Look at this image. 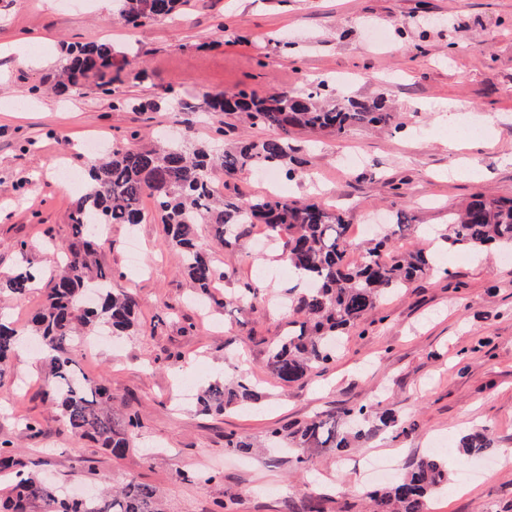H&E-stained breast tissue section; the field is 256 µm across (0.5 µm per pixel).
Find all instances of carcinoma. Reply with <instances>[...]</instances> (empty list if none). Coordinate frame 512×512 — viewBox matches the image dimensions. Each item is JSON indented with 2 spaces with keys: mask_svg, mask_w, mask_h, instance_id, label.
Wrapping results in <instances>:
<instances>
[{
  "mask_svg": "<svg viewBox=\"0 0 512 512\" xmlns=\"http://www.w3.org/2000/svg\"><path fill=\"white\" fill-rule=\"evenodd\" d=\"M188 0H115L114 17L126 27L138 28L184 11ZM114 49L110 43L74 44L66 57L57 92L66 95L81 84L94 82L105 95L110 82L103 81L112 69ZM329 84L323 82L302 94L286 90L260 95L240 89L228 95H208L213 112L241 113L254 128L272 129L276 136L243 141L217 153L207 144L191 139L167 138L153 144L136 141L130 134L125 143H115L103 157L89 161L86 191L71 207L72 236L55 247L64 254L44 304L26 329L0 319V374L15 357L23 332L42 344L47 386L54 417L72 434L88 439L112 457L125 456L143 424L138 414L112 415V394L103 378H90L76 367L72 346L94 336H119L136 321L138 300L112 290L116 271L104 266L98 249L107 242L104 230L113 224H140L143 201L153 203L164 224L169 242L181 268L202 297L210 296L216 280L228 277L210 259L199 242L198 229L208 224L213 238L229 246L239 238L244 224H262L266 236L281 245L296 282L284 291L281 305L292 311L293 330L279 337L270 348L268 367L282 382L306 378L316 366L329 362L336 338L361 324L381 300L407 287L416 278L434 270L435 261L424 248L404 250L394 240L409 228L404 214L360 259H350L349 222L343 212L322 203L288 199L276 194L244 198L228 195L217 173L235 175L247 168L277 169L286 178L290 140L300 130L329 131L342 138L351 128L386 125L391 120L381 98H346L330 102ZM449 232L442 238L456 249H512V199L478 197L452 210ZM38 274L22 269L0 281V288L23 295L35 285ZM261 285L247 283L233 302L248 305L257 298ZM258 400L257 386L244 374L232 385L210 384L198 394L205 412L224 413L231 405L246 406ZM346 420L356 426L343 430L339 418L319 415L291 433L289 444L296 449V467L306 466L307 448H348L369 438L364 409H348ZM468 456H485L491 439L483 431L459 441ZM0 475L10 481V493L0 498V512H160L158 491L130 480L114 488L106 485L87 499L75 500L61 484L46 482L27 469L10 444L0 442ZM448 482L441 459L419 460L404 479L374 494L373 512H425L428 497Z\"/></svg>",
  "mask_w": 512,
  "mask_h": 512,
  "instance_id": "cac0c4a2",
  "label": "carcinoma"
}]
</instances>
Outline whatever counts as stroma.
I'll return each instance as SVG.
<instances>
[{
  "label": "stroma",
  "mask_w": 512,
  "mask_h": 512,
  "mask_svg": "<svg viewBox=\"0 0 512 512\" xmlns=\"http://www.w3.org/2000/svg\"><path fill=\"white\" fill-rule=\"evenodd\" d=\"M112 8V0H0V275L25 263L43 273L26 294L0 293L1 315L27 324L57 265L45 236L71 237V204L85 185L65 186L58 160L84 173L98 146L133 131L184 132L227 148L269 138L272 130L207 112L205 94L300 93L319 78L335 80L340 98H383L395 117L342 139L296 134L289 198L342 207L350 224L372 222L379 235L404 213L411 228L398 246L425 244L446 270L390 297L381 323L351 329L333 360L286 385L267 367L270 342L288 328L277 298L286 265L280 247L251 224L239 244L217 247L202 227L211 259L229 273L215 283L202 317L145 202L143 223L112 225L101 255L118 272L113 289L138 300L137 324L116 345L74 352L83 372L106 377L117 414L142 416L141 438L116 459L55 421L43 394L45 367L32 365L24 341L0 377V441L51 481L158 487L164 512H307L313 500L322 512H367V494L377 487L364 473L369 457L408 469L441 442L448 486L428 499V512H512V464L501 462L512 449V252L445 253L438 239L455 205L478 195L512 197V0H190L183 17L135 30L114 25ZM376 30L386 33L385 45L373 44ZM102 41L117 51L106 74L112 97H58L51 79L67 43ZM170 91L176 100L156 111L112 104ZM186 102L196 107L188 125ZM458 104L467 108L464 123L485 135L479 147L451 152L445 120ZM353 150L363 164L343 166L342 154ZM18 239L28 243L25 254L12 247ZM134 239L143 251L139 267L126 261ZM260 275L266 294L232 304L238 288ZM242 373L262 393L249 409L207 414L181 390L186 381L198 390ZM360 406L374 428L365 446L308 449L310 466L300 471L293 454L269 445L271 429L293 431ZM384 414L408 436L396 440L379 428ZM28 418L41 422L38 436L26 430ZM476 428L494 440V454L460 456L456 442ZM230 433L247 437L250 449L225 448ZM207 470L219 480H199Z\"/></svg>",
  "instance_id": "stroma-1"
}]
</instances>
